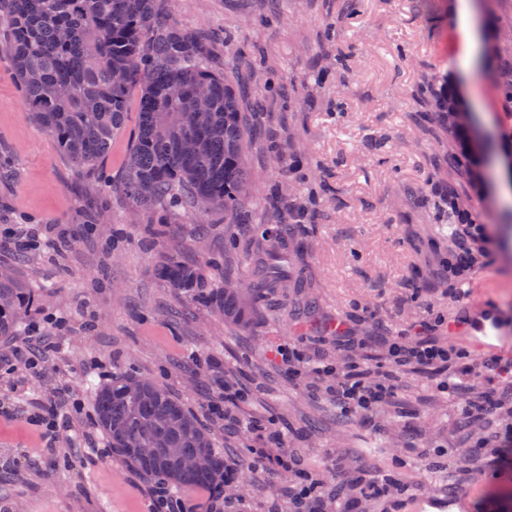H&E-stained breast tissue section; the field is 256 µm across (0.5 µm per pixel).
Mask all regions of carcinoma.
Segmentation results:
<instances>
[{
    "instance_id": "carcinoma-1",
    "label": "carcinoma",
    "mask_w": 512,
    "mask_h": 512,
    "mask_svg": "<svg viewBox=\"0 0 512 512\" xmlns=\"http://www.w3.org/2000/svg\"><path fill=\"white\" fill-rule=\"evenodd\" d=\"M0 27L7 42L0 50L23 93L29 117L46 129L71 163L96 166L125 130L131 106L138 123L130 136L119 189L153 223H169L170 212L201 218L223 215L242 223L252 201L253 177L246 164V129L240 94L204 64L208 34L189 33L165 16L159 0H0ZM349 72L348 56L319 66V81ZM418 103L445 130L457 127L456 100L432 96L429 86ZM196 148L187 150V138ZM221 198L224 207L198 211L200 198ZM315 213L290 203L275 224H257L256 248H245L254 276L248 283L224 277L215 287L201 268L170 254L156 275L176 296L206 308L247 332L246 297L288 287L282 254L288 242L306 234ZM36 301L18 274L0 280V337L14 335L19 320ZM95 425L142 475L184 490L224 483L226 462L198 417L167 387L132 372H118L95 391ZM202 455L207 466L189 470L179 457Z\"/></svg>"
}]
</instances>
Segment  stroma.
Instances as JSON below:
<instances>
[{
    "label": "stroma",
    "instance_id": "stroma-1",
    "mask_svg": "<svg viewBox=\"0 0 512 512\" xmlns=\"http://www.w3.org/2000/svg\"><path fill=\"white\" fill-rule=\"evenodd\" d=\"M456 2L361 0L337 43L323 44L325 0H279L271 23L268 0H162L163 12L184 29L214 31L209 66L232 83L251 73L246 100L265 106L246 153L256 178L249 221L277 220L267 196L283 176L269 132L296 159L292 197L322 181L341 190L320 196L303 251L288 257L301 287L249 298L254 329L247 335L178 298L155 274L163 253L195 265L223 258L239 226L181 213L159 245H146L151 215L112 187L136 112L98 165L74 166L27 117L0 54V244L16 224L39 239L27 254L0 253L36 294L17 336L0 342V512H151L153 481L112 451L94 425V392L116 369L169 388L198 414L227 463L269 457L261 471L224 488V497L243 501L248 512H266L273 502L287 512L288 488L301 475L320 482L326 512H336L340 499L351 500L355 512H409L422 497L427 512H512V478L472 481L495 446L475 448L481 422L460 418L434 371L393 369L390 403L347 414L313 377L282 360L292 348L339 359L323 330L339 319L353 328L352 355L367 366L384 362L385 336L428 325L473 354L482 343L512 349V197L498 192L507 179L512 110L485 72L503 58L497 35L512 30V0H471L485 39L480 62L470 66L461 61L449 14ZM340 48L353 55L350 73L318 84L319 62ZM272 75L305 80L299 102L272 94ZM435 79L448 80L458 96L456 149L474 158L469 204L495 240L487 263L462 281V304L448 297L452 242L435 210L448 191V159L415 120L417 91ZM338 101L341 120L331 113ZM463 314L469 324L449 331ZM61 317L68 330L55 329ZM56 385L72 391L82 409L50 443L29 409ZM215 404L225 415L212 412ZM418 448L425 458L415 456ZM285 455L293 458L288 470L273 463ZM387 475L397 481L388 494H363L367 481Z\"/></svg>",
    "mask_w": 512,
    "mask_h": 512
}]
</instances>
